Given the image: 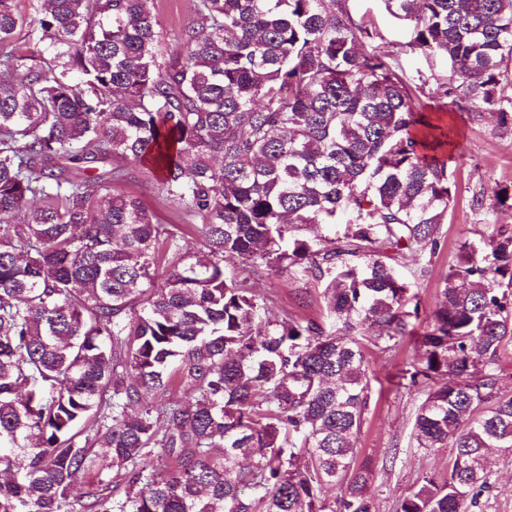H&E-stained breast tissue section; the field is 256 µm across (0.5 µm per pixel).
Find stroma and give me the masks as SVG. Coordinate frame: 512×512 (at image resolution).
Masks as SVG:
<instances>
[{
  "mask_svg": "<svg viewBox=\"0 0 512 512\" xmlns=\"http://www.w3.org/2000/svg\"><path fill=\"white\" fill-rule=\"evenodd\" d=\"M160 17V49L172 50L180 30L195 18L193 0H154ZM352 14L370 17L385 46L404 42L407 25L390 15L381 0H348ZM460 154L450 162L453 201L441 226V248L404 250L397 269L409 282L418 303L410 317V335L400 338L389 350L366 349L370 380L369 404L357 441L359 460L368 462L373 477L368 485L376 512H397L401 499L423 476L447 478L452 449L417 447L413 425L423 391L411 389L405 369L419 360V334L433 324L432 313L441 299L444 278L456 265L460 247L469 242L485 250L490 239L512 233V210L498 209L494 191L512 185V130L500 127L496 116L470 121L463 112L454 116ZM129 176L117 189L139 198L165 224L179 223L177 211L166 201L159 184L160 174L149 163L125 160ZM254 293L264 301L270 315L326 322L321 286L294 275L257 273L251 275ZM488 483L477 498L473 512H512V451L491 449L488 454Z\"/></svg>",
  "mask_w": 512,
  "mask_h": 512,
  "instance_id": "stroma-1",
  "label": "stroma"
}]
</instances>
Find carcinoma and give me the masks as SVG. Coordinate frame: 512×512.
Here are the masks:
<instances>
[{
  "label": "carcinoma",
  "instance_id": "cac0c4a2",
  "mask_svg": "<svg viewBox=\"0 0 512 512\" xmlns=\"http://www.w3.org/2000/svg\"><path fill=\"white\" fill-rule=\"evenodd\" d=\"M383 3L397 51L346 0H195L164 56L154 0H0V512H334L329 486L375 512L360 336L406 335L392 261L436 252L453 186L454 126L399 55L446 59L434 98L512 125V0ZM118 157L160 171L203 257L114 189ZM231 268L322 285L335 330L262 315ZM433 317L413 436L454 457L399 512H468L512 448V236L462 247ZM497 364L496 390L501 396H512V342L504 345Z\"/></svg>",
  "mask_w": 512,
  "mask_h": 512
}]
</instances>
